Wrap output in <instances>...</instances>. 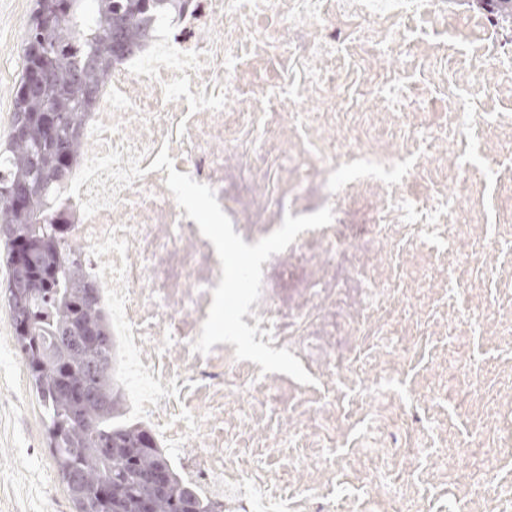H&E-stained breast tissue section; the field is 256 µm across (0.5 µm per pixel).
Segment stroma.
I'll use <instances>...</instances> for the list:
<instances>
[{
  "label": "stroma",
  "mask_w": 512,
  "mask_h": 512,
  "mask_svg": "<svg viewBox=\"0 0 512 512\" xmlns=\"http://www.w3.org/2000/svg\"><path fill=\"white\" fill-rule=\"evenodd\" d=\"M34 0H0V141L8 134ZM0 512H74L46 448L42 414L0 302Z\"/></svg>",
  "instance_id": "35a3bbf8"
}]
</instances>
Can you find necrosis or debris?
<instances>
[{"mask_svg": "<svg viewBox=\"0 0 512 512\" xmlns=\"http://www.w3.org/2000/svg\"><path fill=\"white\" fill-rule=\"evenodd\" d=\"M83 158L145 173L84 215L120 411L224 512H512V27L473 0H188L114 64ZM213 188L262 265L247 325L303 385L191 348L213 244L150 165Z\"/></svg>", "mask_w": 512, "mask_h": 512, "instance_id": "obj_1", "label": "necrosis or debris"}]
</instances>
